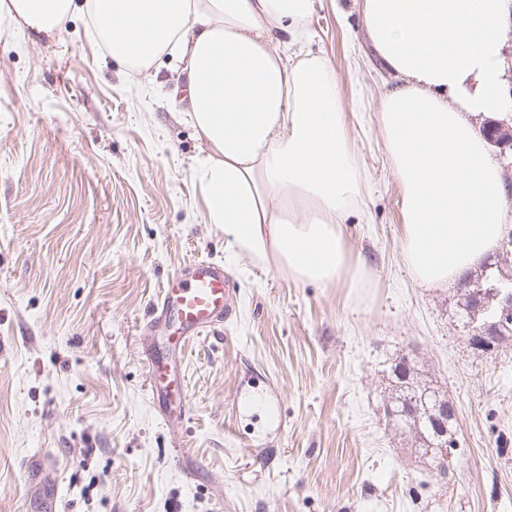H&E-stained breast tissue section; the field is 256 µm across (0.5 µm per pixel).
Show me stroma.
Wrapping results in <instances>:
<instances>
[{
  "instance_id": "stroma-1",
  "label": "stroma",
  "mask_w": 512,
  "mask_h": 512,
  "mask_svg": "<svg viewBox=\"0 0 512 512\" xmlns=\"http://www.w3.org/2000/svg\"><path fill=\"white\" fill-rule=\"evenodd\" d=\"M306 51L332 59L371 189L346 219L363 299L235 254L209 223L202 145L171 90L181 64L123 68L84 14L54 39L0 23V512H512V342H467L455 286L401 256L398 183L374 120L390 75L355 0H314ZM224 268L232 316L193 344L188 411L149 399L153 314L193 260ZM412 356L457 409L447 477L388 426ZM264 391L275 417L241 400Z\"/></svg>"
}]
</instances>
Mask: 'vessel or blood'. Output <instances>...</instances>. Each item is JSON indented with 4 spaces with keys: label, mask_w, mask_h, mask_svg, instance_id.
Masks as SVG:
<instances>
[{
    "label": "vessel or blood",
    "mask_w": 512,
    "mask_h": 512,
    "mask_svg": "<svg viewBox=\"0 0 512 512\" xmlns=\"http://www.w3.org/2000/svg\"><path fill=\"white\" fill-rule=\"evenodd\" d=\"M229 300L223 266L206 260L190 262L164 286L156 312L159 318L176 319L178 333L162 339L172 353L171 358L157 355L148 363L152 402L158 405L163 420L172 421L185 415L187 398L181 393L175 366L181 363L189 345L229 316Z\"/></svg>",
    "instance_id": "vessel-or-blood-1"
}]
</instances>
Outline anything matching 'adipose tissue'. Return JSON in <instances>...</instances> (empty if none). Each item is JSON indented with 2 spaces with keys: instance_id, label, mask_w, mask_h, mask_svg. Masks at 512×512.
<instances>
[{
  "instance_id": "1",
  "label": "adipose tissue",
  "mask_w": 512,
  "mask_h": 512,
  "mask_svg": "<svg viewBox=\"0 0 512 512\" xmlns=\"http://www.w3.org/2000/svg\"><path fill=\"white\" fill-rule=\"evenodd\" d=\"M393 80L375 106L401 187L400 248L426 288L454 283L499 245L512 188L475 118L512 123V0H358ZM110 58L182 64L186 114L206 153L195 169L210 223L237 254L296 281L361 296L371 273L344 233L369 181L347 130L336 70L301 51L312 0H0V19L39 38L75 11Z\"/></svg>"
}]
</instances>
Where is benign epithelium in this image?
I'll use <instances>...</instances> for the list:
<instances>
[{"label":"benign epithelium","mask_w":512,"mask_h":512,"mask_svg":"<svg viewBox=\"0 0 512 512\" xmlns=\"http://www.w3.org/2000/svg\"><path fill=\"white\" fill-rule=\"evenodd\" d=\"M459 300H467L477 307H483L493 301L498 302L497 319L493 323H479L472 321L470 324V344L488 352L497 350L502 344L500 337L512 333V290L507 287L470 289L465 293H457ZM431 408L428 409L430 421L433 425L435 438L440 440L439 453L435 454L437 471L439 475H448V422L455 418V409L448 407V395L439 390L433 391L431 396Z\"/></svg>","instance_id":"obj_1"}]
</instances>
